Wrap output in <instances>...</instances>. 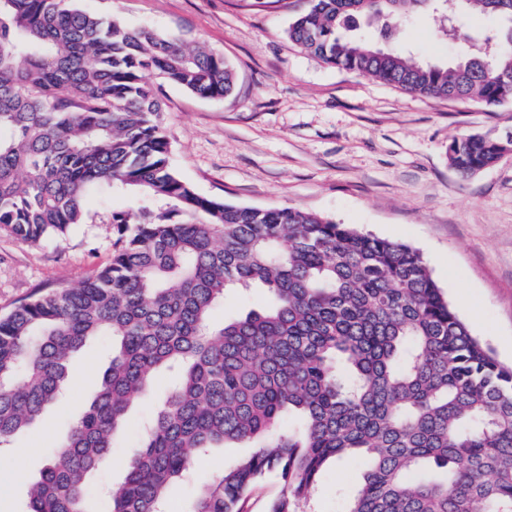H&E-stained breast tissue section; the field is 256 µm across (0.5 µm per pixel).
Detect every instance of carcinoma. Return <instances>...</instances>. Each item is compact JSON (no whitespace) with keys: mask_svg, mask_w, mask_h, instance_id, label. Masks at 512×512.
Returning a JSON list of instances; mask_svg holds the SVG:
<instances>
[{"mask_svg":"<svg viewBox=\"0 0 512 512\" xmlns=\"http://www.w3.org/2000/svg\"><path fill=\"white\" fill-rule=\"evenodd\" d=\"M428 1L447 14L440 0H310L288 37L407 93L512 101L507 20L452 65L390 47ZM78 2L0 0V231L40 244L93 219V196L139 204L112 211L109 265L0 317L1 445L54 404L73 354L112 337L25 512H95L89 478L162 371L177 382L105 512H159L196 456L228 447L252 452L200 485L185 512H243L269 473L283 488L268 512H302L329 463L349 458L364 472L347 512H512V365L472 335L420 252L292 207L198 194L169 164L150 76L214 100L233 92L232 66ZM460 3L512 16L498 0ZM501 151L471 135L450 143L448 161L466 178ZM256 288L268 296L260 309L212 321L229 293ZM292 414L298 424L281 429Z\"/></svg>","mask_w":512,"mask_h":512,"instance_id":"cac0c4a2","label":"carcinoma"}]
</instances>
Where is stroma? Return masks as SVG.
Segmentation results:
<instances>
[{"mask_svg": "<svg viewBox=\"0 0 512 512\" xmlns=\"http://www.w3.org/2000/svg\"><path fill=\"white\" fill-rule=\"evenodd\" d=\"M132 27L179 34L224 55L236 75L234 92L203 99L153 77L174 171L207 197L266 208L293 207L332 218L418 249L434 280L473 334L499 361L512 364V152L469 178L448 163L453 139L512 134V101L488 108L473 101L405 93L362 74L329 66L297 47L289 25L309 0H81ZM492 17L460 15L454 36L435 35L427 9L403 24L398 43L419 60L454 61L470 39L497 26ZM92 202L97 219L69 235L26 245L0 232V315L36 291L91 277L110 262L118 234L113 210ZM111 345L89 342L73 361L63 397L30 430L14 438L28 449L23 463L0 453V512H24L30 480L66 437L87 405ZM172 384L159 375L150 402L133 406L115 436L109 463L93 486L116 484L135 451L141 423ZM363 464L350 458L329 466L310 512H346Z\"/></svg>", "mask_w": 512, "mask_h": 512, "instance_id": "1", "label": "stroma"}]
</instances>
